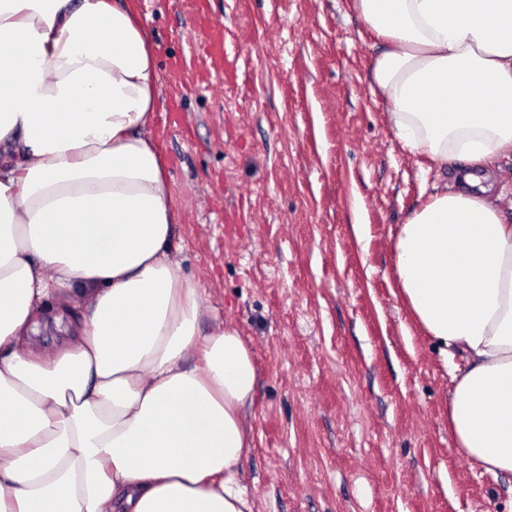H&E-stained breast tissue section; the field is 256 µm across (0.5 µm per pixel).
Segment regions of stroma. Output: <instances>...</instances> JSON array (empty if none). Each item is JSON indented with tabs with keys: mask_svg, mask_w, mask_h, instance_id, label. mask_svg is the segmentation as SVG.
<instances>
[{
	"mask_svg": "<svg viewBox=\"0 0 512 512\" xmlns=\"http://www.w3.org/2000/svg\"><path fill=\"white\" fill-rule=\"evenodd\" d=\"M130 2L156 45L151 132L201 329L233 326L255 359L260 512H512V474L456 448L451 375L399 296L395 231L436 175L385 121L354 0ZM220 22L237 62L209 94L192 48Z\"/></svg>",
	"mask_w": 512,
	"mask_h": 512,
	"instance_id": "1",
	"label": "stroma"
}]
</instances>
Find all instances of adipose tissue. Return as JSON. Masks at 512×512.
Instances as JSON below:
<instances>
[{
    "mask_svg": "<svg viewBox=\"0 0 512 512\" xmlns=\"http://www.w3.org/2000/svg\"><path fill=\"white\" fill-rule=\"evenodd\" d=\"M382 42L386 121L441 183L394 273L440 356L460 353L458 450L512 473V0H356ZM154 44L129 0H0V512H257L243 475L257 371L171 251L148 132ZM78 316L54 350L44 315Z\"/></svg>",
    "mask_w": 512,
    "mask_h": 512,
    "instance_id": "ef3b65f1",
    "label": "adipose tissue"
}]
</instances>
